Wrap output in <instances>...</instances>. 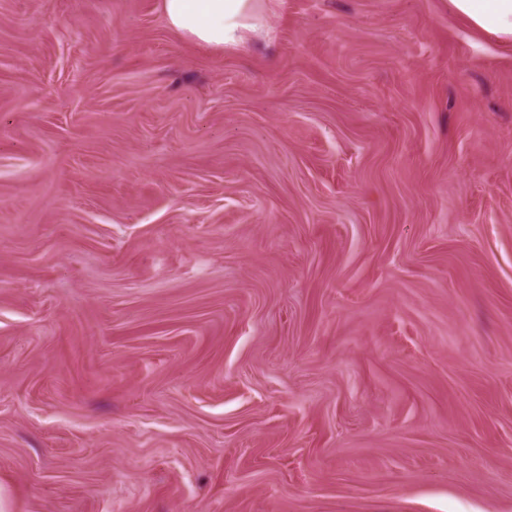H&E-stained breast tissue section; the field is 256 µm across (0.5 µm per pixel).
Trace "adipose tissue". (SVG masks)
Wrapping results in <instances>:
<instances>
[{"label":"adipose tissue","mask_w":512,"mask_h":512,"mask_svg":"<svg viewBox=\"0 0 512 512\" xmlns=\"http://www.w3.org/2000/svg\"><path fill=\"white\" fill-rule=\"evenodd\" d=\"M453 10L494 38L512 41V0H449ZM166 25L180 35L224 50L257 33L254 0H162Z\"/></svg>","instance_id":"obj_1"}]
</instances>
